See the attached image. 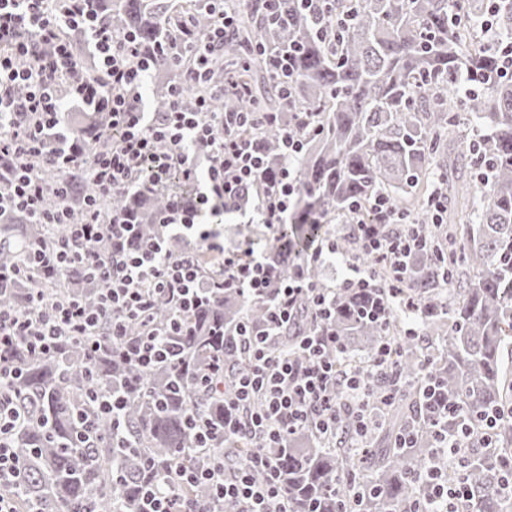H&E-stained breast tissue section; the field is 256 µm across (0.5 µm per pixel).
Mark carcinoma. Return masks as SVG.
I'll list each match as a JSON object with an SVG mask.
<instances>
[{
  "label": "carcinoma",
  "mask_w": 512,
  "mask_h": 512,
  "mask_svg": "<svg viewBox=\"0 0 512 512\" xmlns=\"http://www.w3.org/2000/svg\"><path fill=\"white\" fill-rule=\"evenodd\" d=\"M322 0L307 5L281 0L272 14L267 0L239 4L237 30L224 40L212 65L211 85L225 81L224 61L247 56L235 73L244 93L214 99L219 112L257 107L278 116L255 136L269 160V173L282 164L283 125L305 134L296 160L302 192L283 226L284 239L266 254L278 277L301 268L322 288V266L307 262L327 225L355 217L353 203L366 205L380 193L392 199L411 196L429 174L441 181L447 209L438 229V250L425 249L411 262L404 294L419 303L428 332L443 346L431 354L398 327L365 316L383 301L380 288L336 290L333 309L320 316L303 307L284 326L275 347L285 352L304 336L324 331L338 339L331 359L345 372L351 354H371L387 344L390 362L404 388L381 412H372L369 448L358 458H343L308 429L297 431L281 448H266L249 435L201 446L188 416L198 410L211 430L224 431V396L196 387L200 369L215 360L224 366V389L248 366L238 335L243 324L264 325L270 296L247 297L236 288H211L209 299L186 319L183 348L174 361L143 370L121 355L106 337L90 348L91 337L75 336L60 353L34 356L21 350L19 371L4 389L27 420L10 434L22 469L17 499L31 512H141L144 488L171 480L175 470L203 469L221 458H250L263 452L276 458L275 475L288 496L291 512H407L419 497L410 475L434 457L437 432L455 435L465 425L487 428L491 444L466 443L461 468L472 493L471 512H507L499 493L512 476V417L505 414L512 379L501 351L512 343V79L500 74L501 52L488 47L466 20L490 16L505 42L512 43V0ZM107 25L133 32L142 48L211 23L200 0L174 14L163 0H90ZM288 60V92H280L270 57ZM190 55L163 54L153 65L154 112L167 110L169 92L187 83ZM474 91L460 105L446 98L453 86ZM476 118L485 132L450 152L449 135L461 121ZM70 144L79 153L101 152L112 140L105 112L69 115ZM470 171L477 213L467 212L456 181ZM92 186L79 174L70 177L65 198L49 192L46 206H66L70 221L84 219L83 198ZM169 196L144 191L112 193L104 203L132 215L140 234L166 236L169 252L184 248L183 237L157 224ZM49 241L40 224L15 213L0 223V266L13 267L23 249ZM205 279L220 281V263L200 259ZM44 289L48 301L76 299L97 304L102 283L82 266L49 274L34 271L33 282L0 295L12 306L25 289ZM455 295L448 306L443 293ZM176 313L158 299L152 324L160 328ZM368 392L381 395L389 379L376 371L364 375ZM116 394L125 399L121 436L112 419L94 413L98 403ZM448 405V414L440 406ZM97 440L87 447L78 438L87 429ZM411 435L408 446L401 437ZM184 501L199 512H241L234 500H216L206 483L183 487Z\"/></svg>",
  "instance_id": "cac0c4a2"
}]
</instances>
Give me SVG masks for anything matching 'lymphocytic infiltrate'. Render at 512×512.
<instances>
[{
  "mask_svg": "<svg viewBox=\"0 0 512 512\" xmlns=\"http://www.w3.org/2000/svg\"><path fill=\"white\" fill-rule=\"evenodd\" d=\"M206 2L213 18L202 36L176 38L164 46L173 54L194 56L188 78L192 84L206 81L213 54L236 23L228 0ZM67 29L82 32L86 57L77 56L63 38ZM152 65L151 53L135 35H120L98 24L87 0H0V214L20 211L30 223L51 231L50 242L29 246L22 263L0 270V294L31 280L41 265L62 269L79 263L104 285L95 310L75 300L47 304L38 288L27 290L22 306L0 308V380L14 374L17 348L42 356L57 351L72 336L106 333L144 369L177 355V348L159 341L155 330L130 343L125 336L132 322L149 316L161 296L175 301L179 311L168 323L167 334L181 333L183 314L198 305L208 285L198 261L206 251L222 257L227 287L249 297L275 293L268 328L247 335L249 365L224 398L225 435L249 433L275 447L304 428L327 438L336 426L337 412L345 410L355 414L356 435L364 437L362 411L387 403L388 398L368 393L359 374L337 376L334 363L325 356L326 349L335 345V336L303 339L301 359L271 347L278 328L292 321L299 305L321 315L329 313L331 290L317 287L300 271L276 280L264 258L242 259L237 251L225 249L218 234L202 226L203 214L215 211L260 224L285 223L301 191L294 162L304 138L284 130L283 165L276 177H267L263 152L244 134L264 122V115L218 112L206 99L198 100L195 109H184L182 86L173 89L162 116L150 115L144 110L142 93ZM20 86L26 90L21 97L15 94ZM90 111L108 113L112 145L85 159L68 144L65 116ZM45 158L60 174L52 187L42 176L40 162ZM76 169L94 187L84 199L85 219L79 224L70 222L66 209L44 205L48 190L66 192L68 177ZM173 176L192 187V196L174 197L161 221L189 237L188 248L172 256L156 240L125 250L123 240L135 226L120 212L103 217L100 198L116 190L156 191ZM428 207L429 223L410 224L386 195L374 197L367 205L370 220L357 221L353 227V237L370 262L348 264L342 289L377 287L379 265L389 269L392 284L404 282L409 257L429 246L434 225L442 221L443 196L432 194ZM19 417L12 399L0 393V483L21 478L9 444ZM462 445L458 436L440 440L433 460L417 476L422 494L409 512H468L464 481H449L445 469L459 457ZM256 468L268 472L265 482L254 480ZM275 470L273 460L257 453L231 474L218 464L180 471L165 489H145V512H191L182 506L180 494L184 485L196 482L209 484L216 499L238 500L241 512H290Z\"/></svg>",
  "mask_w": 512,
  "mask_h": 512,
  "instance_id": "obj_1",
  "label": "lymphocytic infiltrate"
}]
</instances>
